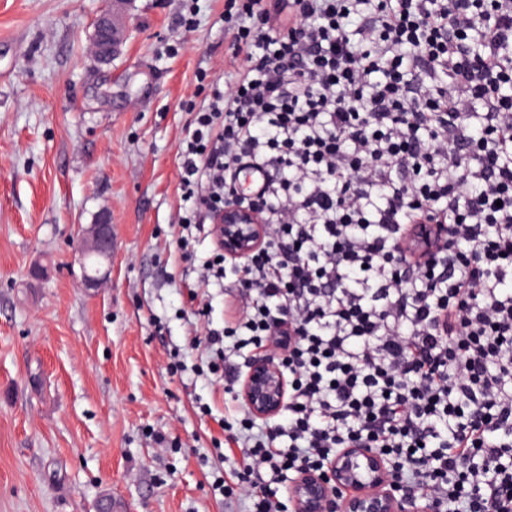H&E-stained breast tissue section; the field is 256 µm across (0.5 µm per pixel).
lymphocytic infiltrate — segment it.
Masks as SVG:
<instances>
[{
	"instance_id": "obj_1",
	"label": "lymphocytic infiltrate",
	"mask_w": 512,
	"mask_h": 512,
	"mask_svg": "<svg viewBox=\"0 0 512 512\" xmlns=\"http://www.w3.org/2000/svg\"><path fill=\"white\" fill-rule=\"evenodd\" d=\"M228 61L177 147L187 250L225 200L268 235L249 297L205 328L233 389L249 352L288 372L278 422H224L213 482L247 512L355 445L438 512H512V0H237ZM258 173L240 193L243 170ZM442 231L425 260L398 248Z\"/></svg>"
}]
</instances>
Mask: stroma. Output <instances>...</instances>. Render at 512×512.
I'll return each instance as SVG.
<instances>
[{"instance_id": "obj_1", "label": "stroma", "mask_w": 512, "mask_h": 512, "mask_svg": "<svg viewBox=\"0 0 512 512\" xmlns=\"http://www.w3.org/2000/svg\"><path fill=\"white\" fill-rule=\"evenodd\" d=\"M107 6L0 0V512H98L107 495L124 512H243L211 482L224 417L244 404L194 370L198 308L219 328L241 302L190 292L169 249L178 142L230 76L227 0H134L101 64ZM105 212L112 261L88 290L74 230ZM124 20L119 11L112 8L94 22L92 48L95 57L101 62H109L123 43Z\"/></svg>"}]
</instances>
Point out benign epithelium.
Wrapping results in <instances>:
<instances>
[{"label": "benign epithelium", "instance_id": "1", "mask_svg": "<svg viewBox=\"0 0 512 512\" xmlns=\"http://www.w3.org/2000/svg\"><path fill=\"white\" fill-rule=\"evenodd\" d=\"M124 20L120 12L108 10L94 22L92 48L95 57L108 62L123 43ZM439 229L429 224L408 236L401 246L420 257L438 237ZM215 235L224 256L247 258L263 246L267 226L256 209L226 205L219 210ZM114 237L106 216L81 230V257L94 255L101 261L112 258ZM239 396L251 414L274 418L288 398V375L270 355L257 357L239 384ZM292 512H429L414 506L401 493V484L389 460L373 448L354 446L342 450L323 471L300 473L288 486Z\"/></svg>", "mask_w": 512, "mask_h": 512}]
</instances>
